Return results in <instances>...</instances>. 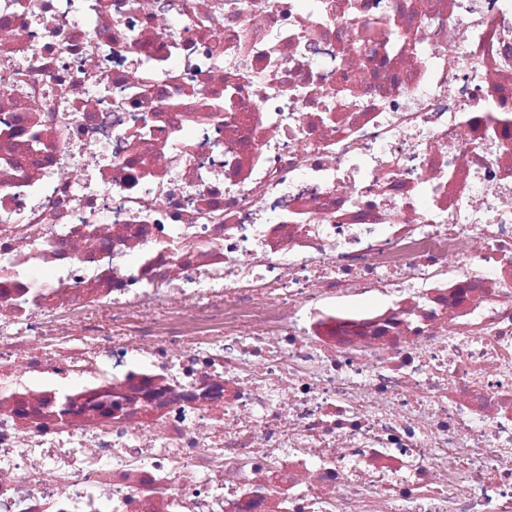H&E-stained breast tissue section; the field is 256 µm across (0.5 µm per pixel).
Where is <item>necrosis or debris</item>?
I'll return each mask as SVG.
<instances>
[{"label": "necrosis or debris", "mask_w": 512, "mask_h": 512, "mask_svg": "<svg viewBox=\"0 0 512 512\" xmlns=\"http://www.w3.org/2000/svg\"><path fill=\"white\" fill-rule=\"evenodd\" d=\"M4 77L0 512H512V0H0Z\"/></svg>", "instance_id": "4bbe7bcc"}]
</instances>
